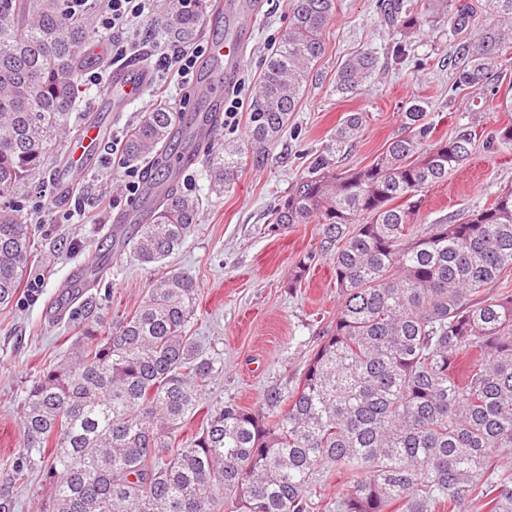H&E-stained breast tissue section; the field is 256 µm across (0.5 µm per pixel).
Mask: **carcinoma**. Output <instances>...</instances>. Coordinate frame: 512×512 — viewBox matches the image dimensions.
<instances>
[{"label":"carcinoma","mask_w":512,"mask_h":512,"mask_svg":"<svg viewBox=\"0 0 512 512\" xmlns=\"http://www.w3.org/2000/svg\"><path fill=\"white\" fill-rule=\"evenodd\" d=\"M482 34L467 32L475 5L449 17L462 36L451 90L504 80L499 60L512 48V0H486ZM96 0L80 12L67 0H0V200L41 180L58 134L70 128L82 93L80 66L94 37ZM211 0H174L161 19L173 45L196 41ZM388 10L404 35L422 19L399 0ZM335 0H295L281 44L265 62L249 115L254 145L273 140L296 110L313 63L325 51ZM376 67L362 52L336 72V92L356 91ZM429 104L410 101L403 132L367 166L343 170L366 122L351 112L274 208L269 231L319 225L316 250L289 274L295 287L330 257L336 318L316 337L288 395L267 391L259 408L235 402L207 408L199 430L178 434L202 408L224 360L203 351L187 327L198 307L193 276L173 270L104 336L92 300L74 347L43 371L22 407L23 451L0 469V512L12 489L41 469L37 512H316L330 466L346 477L336 512H512V192L460 224L414 223L424 192L471 155L469 127L431 142ZM175 112L159 105L127 136L136 163L175 138ZM486 147L512 146V126L486 135ZM246 151L226 145L207 155L210 180L233 188ZM152 181L169 187L139 225L143 263L179 249L198 223L199 199L173 187L167 168ZM32 225L0 204V304L23 279Z\"/></svg>","instance_id":"1"}]
</instances>
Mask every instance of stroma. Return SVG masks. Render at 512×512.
<instances>
[{
    "mask_svg": "<svg viewBox=\"0 0 512 512\" xmlns=\"http://www.w3.org/2000/svg\"><path fill=\"white\" fill-rule=\"evenodd\" d=\"M426 17L410 39L385 20L382 0H336V11L325 29L327 48L312 67L305 93L286 128L267 146L262 165H246L232 190H216L196 162L179 182L183 192L202 201L194 232L171 258L156 264L137 260L132 248H111L110 227L87 223L82 207L104 196L119 198L127 180L123 165L111 153L73 159L76 133L58 136L57 152L48 161L43 180L21 189L14 204L25 215L35 207L55 215L52 224L38 225L34 258L13 300L0 305V465L23 450L20 414L25 392L45 367L60 360L77 334L79 302L57 309L55 302L80 268L94 256L107 255V270L91 293L99 302L102 327L115 326L145 300L166 272L179 268L197 281L199 305L191 322L192 336L208 353L224 360V374L214 384L207 403L261 404L269 389L289 392L306 368L318 331L336 316L338 294L333 266L320 258L297 287L288 274L298 256L318 245V227L291 224L267 232L270 213L287 195L312 154L322 148L340 121L351 112L369 118L345 168L370 164L389 141L402 132V114L417 97L432 104L434 139H448L458 128L483 132L512 124V112L499 108L489 89L474 87L467 94L452 92L457 39L448 14L431 7L433 0H410ZM294 0H264L252 20L247 55L233 77L243 107L236 131L216 128L208 147L220 152L225 141L248 139L249 106L263 74L269 49L279 41L292 16ZM169 6L157 0L148 16L135 25L133 36L141 53L128 61H113L112 35L97 36L86 47L90 72L101 64L119 68H150L148 50L167 45L156 18ZM370 50L379 58L374 76L356 93L338 94L336 71L352 53ZM105 98L99 84L86 81L76 104L77 115L104 120L113 137L126 138L156 100L151 89L132 93L122 112L101 109ZM70 170L73 182L61 191L56 175ZM512 191V151H489L475 143L463 166L447 181L429 188L416 217L420 224H458L495 196Z\"/></svg>",
    "mask_w": 512,
    "mask_h": 512,
    "instance_id": "obj_1",
    "label": "stroma"
}]
</instances>
